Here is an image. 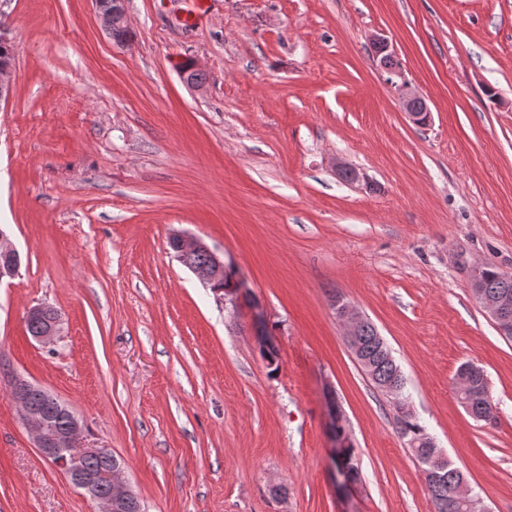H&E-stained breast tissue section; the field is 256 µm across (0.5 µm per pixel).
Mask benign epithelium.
Wrapping results in <instances>:
<instances>
[{
	"mask_svg": "<svg viewBox=\"0 0 512 512\" xmlns=\"http://www.w3.org/2000/svg\"><path fill=\"white\" fill-rule=\"evenodd\" d=\"M100 19L105 29H110L113 24L122 22L128 23L125 0H114L113 11L110 15H100ZM14 71L13 63L0 64V102L9 99L8 92L12 91V74ZM399 94L402 100L404 110L409 120L417 125L428 124L431 122V112H411L409 103L414 100H424V97L411 86L404 82L399 87ZM171 238L177 242L182 256L187 257L193 253L205 252L211 258V265L208 269H197L190 267V270L196 277L208 287L215 281L223 277L224 272L232 270L231 264L224 261L214 253L200 239L192 237L182 232H174ZM21 257L18 249L7 232L0 228V284L9 283L19 274ZM236 291L224 297V301L237 307L245 298L251 296V289L247 282L240 276H235ZM471 288L476 300L480 303L486 316L494 325L499 335L504 338L512 339V292L505 290L495 299L488 301L484 299V283L480 277V269H475ZM251 313V319L256 327L255 338L262 350L266 351L275 347L274 341L267 332L264 331L266 322L265 313L260 304L253 300L248 304ZM336 315L340 325L344 328V334L348 346L355 358H360L359 345L355 340V331L357 327L365 320L363 314L354 306L345 303L342 300H336ZM61 322L58 313H53L51 318L46 320L40 335L36 340L42 344H51L55 338L60 335ZM44 387L35 384L21 376H16L12 383L11 396L19 408L20 416L27 430L32 434L35 446L39 453L47 460H51L62 454L69 456L72 463H77L85 454H94L97 456H108L110 452L105 448L80 450L78 442L82 438L83 427L81 421L76 416H71V423L67 430L61 433L52 434L48 432L41 416L29 408L28 400L32 393L42 391ZM68 477L72 483L82 489L86 495L95 500L100 507L99 512H112V494L129 493L131 489L122 479L116 477L111 472H101L98 474L85 473L73 467L68 470Z\"/></svg>",
	"mask_w": 512,
	"mask_h": 512,
	"instance_id": "obj_1",
	"label": "benign epithelium"
}]
</instances>
